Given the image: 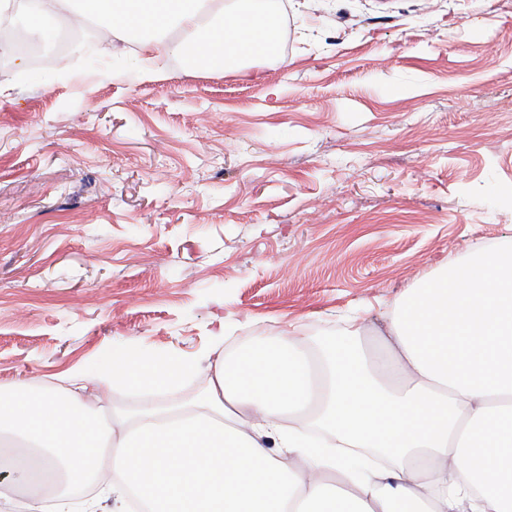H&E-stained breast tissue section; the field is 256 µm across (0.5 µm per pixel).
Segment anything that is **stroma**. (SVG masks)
<instances>
[{
	"label": "stroma",
	"instance_id": "35a3bbf8",
	"mask_svg": "<svg viewBox=\"0 0 512 512\" xmlns=\"http://www.w3.org/2000/svg\"><path fill=\"white\" fill-rule=\"evenodd\" d=\"M239 71L0 68V390L135 346L196 362L378 319L512 239V0H283Z\"/></svg>",
	"mask_w": 512,
	"mask_h": 512
}]
</instances>
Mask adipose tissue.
Returning a JSON list of instances; mask_svg holds the SVG:
<instances>
[{"label": "adipose tissue", "instance_id": "obj_1", "mask_svg": "<svg viewBox=\"0 0 512 512\" xmlns=\"http://www.w3.org/2000/svg\"><path fill=\"white\" fill-rule=\"evenodd\" d=\"M265 0H0L23 15L96 18L134 42L144 76L168 58L239 70L270 55ZM382 344L368 345L372 336ZM196 364L128 350L66 387L0 395L8 485L22 512H512V239L480 246L408 289L385 330L355 315L341 341L301 334L218 357L196 399L103 420L104 392H165ZM112 447L109 466L102 447ZM97 487L75 503L71 491Z\"/></svg>", "mask_w": 512, "mask_h": 512}]
</instances>
